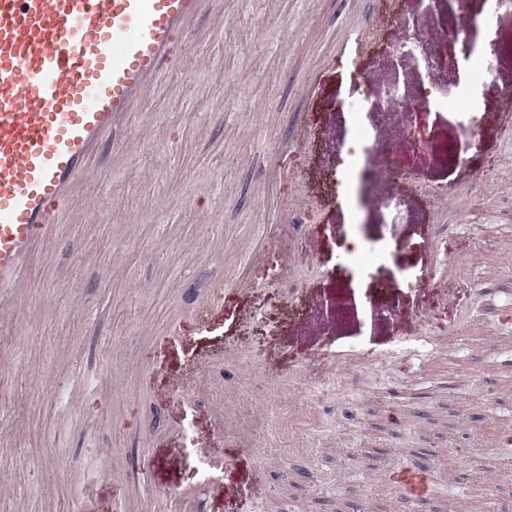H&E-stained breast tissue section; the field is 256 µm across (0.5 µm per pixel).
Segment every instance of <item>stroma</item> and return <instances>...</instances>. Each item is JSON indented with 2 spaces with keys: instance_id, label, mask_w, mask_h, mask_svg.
<instances>
[{
  "instance_id": "stroma-1",
  "label": "stroma",
  "mask_w": 512,
  "mask_h": 512,
  "mask_svg": "<svg viewBox=\"0 0 512 512\" xmlns=\"http://www.w3.org/2000/svg\"><path fill=\"white\" fill-rule=\"evenodd\" d=\"M416 0H225L207 12L154 93L101 153L27 272L22 306L0 324V512H395L388 479L436 470L416 512H512V466L498 446L512 424V114L489 69L469 66L475 97L434 112L430 135L454 144L459 113L484 115L463 165L410 156L411 180L373 184L374 164L345 152L344 117L362 105L365 140L392 129L366 77L405 97L443 98L455 77L393 55L396 9ZM442 32L418 56L465 63L475 37L444 0ZM375 38L349 61L327 52L346 28ZM323 88L304 95L312 65ZM466 64V63H465ZM296 139L271 179L277 142ZM464 193L449 199V184ZM279 225L262 265L242 251ZM452 224L468 225L452 236ZM473 254L483 283L423 275L427 245ZM242 272L250 292L228 284ZM345 317L317 323L316 300ZM464 307L473 322L433 347ZM234 405L252 450L224 461ZM268 475L255 478L253 449ZM316 480H309L310 472Z\"/></svg>"
}]
</instances>
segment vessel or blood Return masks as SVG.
I'll use <instances>...</instances> for the list:
<instances>
[{
  "mask_svg": "<svg viewBox=\"0 0 512 512\" xmlns=\"http://www.w3.org/2000/svg\"><path fill=\"white\" fill-rule=\"evenodd\" d=\"M208 0H0V318L20 300L22 276L50 240L62 207L96 171L105 139L178 54ZM373 30L351 29L335 52L361 54ZM430 108L413 101L405 132L382 163L426 138ZM433 471H394L398 512H413Z\"/></svg>",
  "mask_w": 512,
  "mask_h": 512,
  "instance_id": "obj_1",
  "label": "vessel or blood"
}]
</instances>
